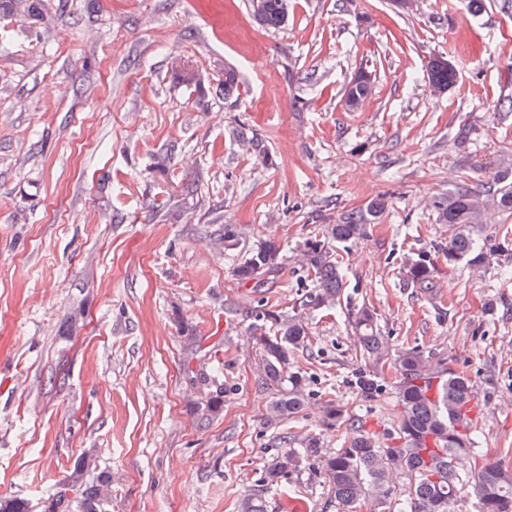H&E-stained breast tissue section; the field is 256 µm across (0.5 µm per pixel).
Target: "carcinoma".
Instances as JSON below:
<instances>
[{
  "mask_svg": "<svg viewBox=\"0 0 512 512\" xmlns=\"http://www.w3.org/2000/svg\"><path fill=\"white\" fill-rule=\"evenodd\" d=\"M256 22L268 29L283 27L288 19V0H251ZM0 14L42 23L47 20L42 0H0ZM426 71L430 87L442 92L457 79V68L439 66L429 59ZM234 135L253 153L268 160L262 141L244 128ZM382 195L366 207L346 211L334 224L298 245L297 279L303 294L293 314L279 320L274 336L265 340L264 372L272 381L288 379L285 393L269 402L266 423L295 419L305 405V378L290 374V358L308 349L311 341L308 316L331 309L341 300L346 281L335 246L352 244L367 236L388 208ZM512 213V162L494 172L488 185L479 189L451 186L430 198L428 207L435 223L448 233L439 246L448 266L459 264L473 272L499 257H512L509 233H486L482 224L488 206ZM246 230L238 224L224 225L220 241L224 250L245 246V258L235 268L240 283L261 287V276L280 269L281 244L272 235L246 245ZM407 282L426 293L435 288L436 264L424 253L407 252L402 262ZM356 346L373 363L371 370L355 372L353 384L364 398L379 394L385 372L394 375L396 419L381 430L371 427L367 417L352 415L331 401L325 403L323 424L346 425L350 435L332 455L320 454L316 438L306 437L300 448L275 454L264 466L258 487L248 491L238 512H266V494L282 487L288 476L302 467L318 464L328 476L339 512H358L373 506V512H457L461 485L472 484L474 512H503L512 505V466L476 451L478 447L479 399L467 371L458 369L447 357H438L419 346L396 347L379 328L374 313L361 306L351 313ZM474 458L468 474L460 472L461 457ZM96 454L82 453L59 490L45 499L43 512H105L112 502V480L100 475L94 481L86 474L95 467ZM404 489L396 492V479ZM25 498L0 497V512H31Z\"/></svg>",
  "mask_w": 512,
  "mask_h": 512,
  "instance_id": "1",
  "label": "carcinoma"
}]
</instances>
